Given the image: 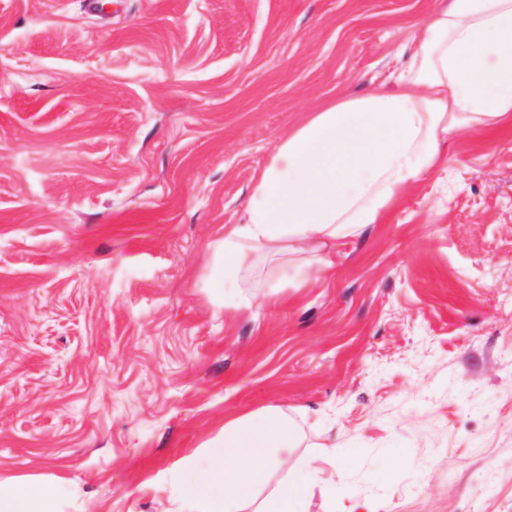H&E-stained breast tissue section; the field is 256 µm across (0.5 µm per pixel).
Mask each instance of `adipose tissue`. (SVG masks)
<instances>
[{
  "label": "adipose tissue",
  "instance_id": "1",
  "mask_svg": "<svg viewBox=\"0 0 512 512\" xmlns=\"http://www.w3.org/2000/svg\"><path fill=\"white\" fill-rule=\"evenodd\" d=\"M393 73V90L339 99L277 145L253 185L242 223L209 246L204 285L228 306L250 307L242 292L259 258L323 248L360 235L412 181L435 170L439 145L459 128L491 125L512 113V0H448L433 8ZM296 442L291 421L263 411L225 423L202 469L180 482L204 512H240L264 468ZM56 490L0 481V512H63Z\"/></svg>",
  "mask_w": 512,
  "mask_h": 512
}]
</instances>
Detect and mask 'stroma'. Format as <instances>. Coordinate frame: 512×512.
Listing matches in <instances>:
<instances>
[{"mask_svg": "<svg viewBox=\"0 0 512 512\" xmlns=\"http://www.w3.org/2000/svg\"><path fill=\"white\" fill-rule=\"evenodd\" d=\"M438 0H0V479L64 512H193L178 480L256 412L307 512H512V116L457 131L380 223L250 308L208 245L277 144L390 89Z\"/></svg>", "mask_w": 512, "mask_h": 512, "instance_id": "35a3bbf8", "label": "stroma"}]
</instances>
